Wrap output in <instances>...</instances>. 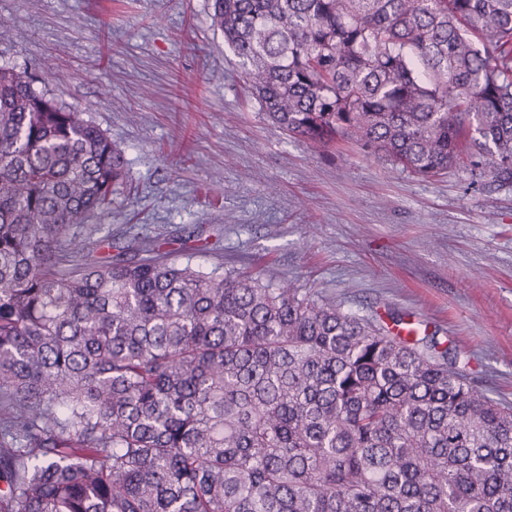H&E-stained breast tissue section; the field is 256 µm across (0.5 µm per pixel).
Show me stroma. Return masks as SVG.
Masks as SVG:
<instances>
[{
	"mask_svg": "<svg viewBox=\"0 0 512 512\" xmlns=\"http://www.w3.org/2000/svg\"><path fill=\"white\" fill-rule=\"evenodd\" d=\"M211 0H0V63L28 65L126 150L110 210L75 225L98 260L130 240L407 314L512 405V186L467 164L423 179L351 140L269 122Z\"/></svg>",
	"mask_w": 512,
	"mask_h": 512,
	"instance_id": "obj_1",
	"label": "stroma"
}]
</instances>
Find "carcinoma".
<instances>
[{"label": "carcinoma", "mask_w": 512, "mask_h": 512, "mask_svg": "<svg viewBox=\"0 0 512 512\" xmlns=\"http://www.w3.org/2000/svg\"><path fill=\"white\" fill-rule=\"evenodd\" d=\"M280 128L512 185V0H212ZM125 152L0 64V512H512V406L399 317L85 253Z\"/></svg>", "instance_id": "1"}]
</instances>
